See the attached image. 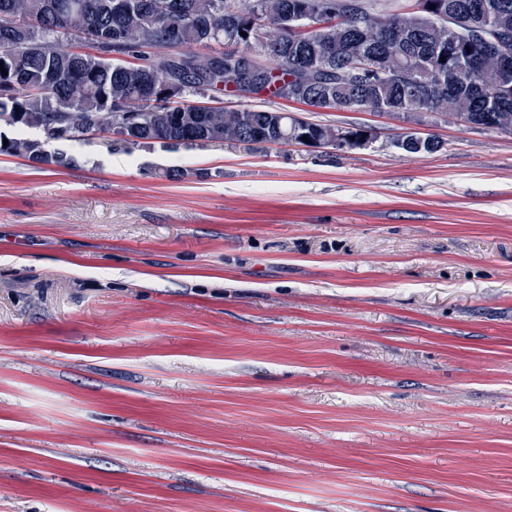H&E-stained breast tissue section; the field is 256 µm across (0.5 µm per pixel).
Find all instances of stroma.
I'll return each mask as SVG.
<instances>
[{
	"mask_svg": "<svg viewBox=\"0 0 512 512\" xmlns=\"http://www.w3.org/2000/svg\"><path fill=\"white\" fill-rule=\"evenodd\" d=\"M314 118L0 155V512H512V135ZM422 134L413 131H407L394 138L393 145L407 154L435 153L443 149L444 143L432 134H425L422 142H413V138L420 137ZM3 138L8 140L7 146H3ZM0 155L22 156L32 162L43 165H55L67 167L75 165V159L65 152H49L44 149L43 143L37 139L9 138L0 133Z\"/></svg>",
	"mask_w": 512,
	"mask_h": 512,
	"instance_id": "35a3bbf8",
	"label": "stroma"
}]
</instances>
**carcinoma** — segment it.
<instances>
[{
  "label": "carcinoma",
  "mask_w": 512,
  "mask_h": 512,
  "mask_svg": "<svg viewBox=\"0 0 512 512\" xmlns=\"http://www.w3.org/2000/svg\"><path fill=\"white\" fill-rule=\"evenodd\" d=\"M95 37L93 53L64 49ZM461 37L469 49L448 55V41ZM145 46L178 51L147 58ZM0 56V126L72 144L93 131L125 146L374 140L367 126L188 103L210 94L284 99L311 112H427L512 134V0H422L408 10L384 0H0ZM3 138L0 155L75 164L37 139ZM393 145L407 154L444 147L413 131Z\"/></svg>",
  "instance_id": "carcinoma-1"
}]
</instances>
